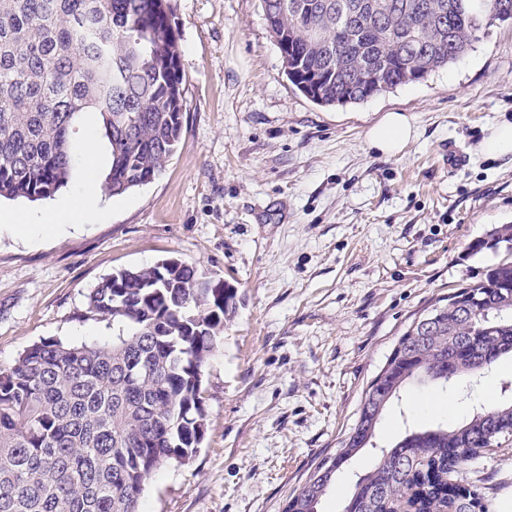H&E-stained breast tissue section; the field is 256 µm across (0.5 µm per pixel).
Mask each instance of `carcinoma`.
Returning <instances> with one entry per match:
<instances>
[{"mask_svg": "<svg viewBox=\"0 0 512 512\" xmlns=\"http://www.w3.org/2000/svg\"><path fill=\"white\" fill-rule=\"evenodd\" d=\"M288 80L321 106L364 102L464 57L512 0H261ZM174 0H0V198L45 200L72 171L76 126L98 116L103 189L160 174L186 111ZM469 249L504 252L479 281L410 324L370 382L335 456L284 512H317L341 465L374 437L414 379L462 383L512 354V224ZM231 288L176 258L116 271L88 295L112 340L45 339L0 368V512H142L146 483L196 456L207 430L203 368L234 306ZM512 436V397L451 427L412 430L381 451L346 512H475L448 480Z\"/></svg>", "mask_w": 512, "mask_h": 512, "instance_id": "obj_1", "label": "carcinoma"}]
</instances>
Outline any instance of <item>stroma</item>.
<instances>
[{
    "instance_id": "1",
    "label": "stroma",
    "mask_w": 512,
    "mask_h": 512,
    "mask_svg": "<svg viewBox=\"0 0 512 512\" xmlns=\"http://www.w3.org/2000/svg\"><path fill=\"white\" fill-rule=\"evenodd\" d=\"M187 110L162 174L109 195L76 166L37 214L86 185L100 222L23 239L0 230V367L44 339L112 334L87 296L112 272L164 257L236 291L204 366L207 432L196 456L149 481L143 512H283L335 453L399 336L437 298L498 262L470 245L512 222V156L482 148L512 120V23H494L457 64L358 104L319 106L288 80L261 0H175ZM416 135L388 157L367 146L386 113ZM468 164L448 168L449 143ZM455 384L412 382L383 413L374 445L343 464L317 512H343L377 448L448 424L417 410ZM485 512H512V439L464 470Z\"/></svg>"
}]
</instances>
